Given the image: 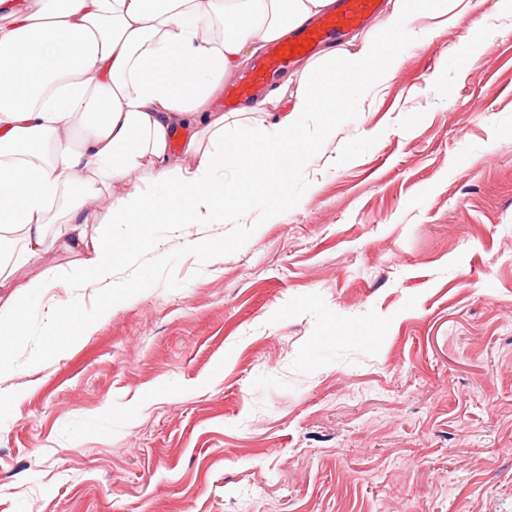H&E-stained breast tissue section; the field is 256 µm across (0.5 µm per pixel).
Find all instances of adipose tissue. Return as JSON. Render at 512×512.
I'll use <instances>...</instances> for the list:
<instances>
[{"label":"adipose tissue","mask_w":512,"mask_h":512,"mask_svg":"<svg viewBox=\"0 0 512 512\" xmlns=\"http://www.w3.org/2000/svg\"><path fill=\"white\" fill-rule=\"evenodd\" d=\"M335 0H0V288L13 269L60 245L81 261L76 285L112 278V253L95 227L211 224L243 204L225 181L258 146L308 151L342 87L374 89L395 72L388 34L441 0H388L378 36L359 52L322 49L304 67L319 78L284 118L254 116L286 86L228 118L224 81L260 48L329 11ZM137 181H130L131 173ZM124 182L121 193L112 185ZM107 197L99 213L90 201Z\"/></svg>","instance_id":"1"}]
</instances>
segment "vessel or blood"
Here are the masks:
<instances>
[{"label": "vessel or blood", "instance_id": "obj_1", "mask_svg": "<svg viewBox=\"0 0 512 512\" xmlns=\"http://www.w3.org/2000/svg\"><path fill=\"white\" fill-rule=\"evenodd\" d=\"M380 7V0H340L338 8L324 14L318 23L301 29L293 37L274 43L251 76L240 78L228 87V101L250 98L255 86L264 82L270 73L288 68L296 59L304 58L301 44L310 41L319 43L334 33L358 26Z\"/></svg>", "mask_w": 512, "mask_h": 512}]
</instances>
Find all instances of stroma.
<instances>
[{"label": "stroma", "mask_w": 512, "mask_h": 512, "mask_svg": "<svg viewBox=\"0 0 512 512\" xmlns=\"http://www.w3.org/2000/svg\"><path fill=\"white\" fill-rule=\"evenodd\" d=\"M445 7L294 208L0 377V512H512V0Z\"/></svg>", "instance_id": "35a3bbf8"}]
</instances>
